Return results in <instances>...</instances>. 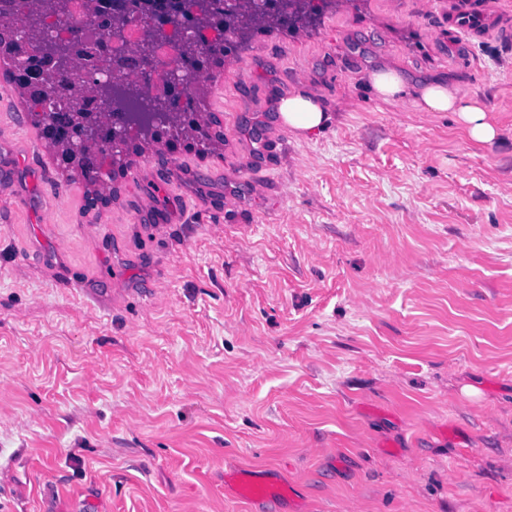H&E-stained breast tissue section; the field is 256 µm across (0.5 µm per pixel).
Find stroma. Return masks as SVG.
I'll return each mask as SVG.
<instances>
[{"instance_id": "obj_1", "label": "stroma", "mask_w": 512, "mask_h": 512, "mask_svg": "<svg viewBox=\"0 0 512 512\" xmlns=\"http://www.w3.org/2000/svg\"><path fill=\"white\" fill-rule=\"evenodd\" d=\"M214 76L223 154L123 156L91 209L0 79V512H512V0H337ZM369 82L377 97L384 102L401 100L411 93L403 76L396 69L385 68L374 71L369 76ZM413 104L421 112H451L469 138L477 143L492 142L497 134L495 120L474 96L461 94L452 84L429 81L414 91ZM282 122L304 138L320 134L331 120L320 104L302 91H293L279 107ZM275 494L273 486L249 474H241L238 478L237 495L253 500L266 499Z\"/></svg>"}]
</instances>
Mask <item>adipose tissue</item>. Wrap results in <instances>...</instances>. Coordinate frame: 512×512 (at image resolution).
<instances>
[{
    "label": "adipose tissue",
    "instance_id": "obj_1",
    "mask_svg": "<svg viewBox=\"0 0 512 512\" xmlns=\"http://www.w3.org/2000/svg\"><path fill=\"white\" fill-rule=\"evenodd\" d=\"M369 82L382 101L394 102L411 92L418 111L454 113L461 128L474 142L489 143L498 134L492 115L482 103L476 97L460 93L455 85L429 81L412 92L400 72L392 68L372 72ZM279 113L289 129L305 138L322 133L330 120L329 113L324 112L315 99L297 90L282 100Z\"/></svg>",
    "mask_w": 512,
    "mask_h": 512
}]
</instances>
